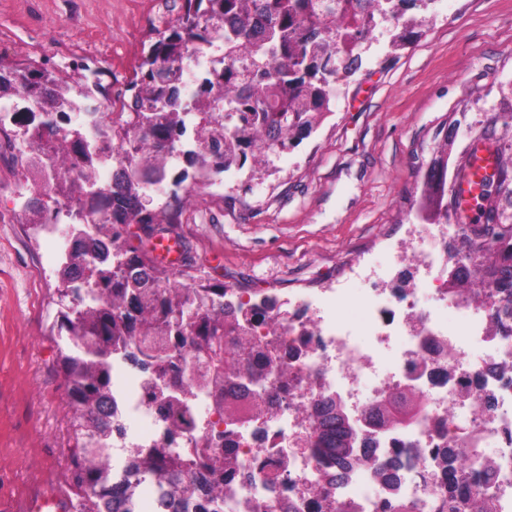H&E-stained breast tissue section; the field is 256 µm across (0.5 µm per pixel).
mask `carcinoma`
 <instances>
[{"label":"carcinoma","instance_id":"obj_1","mask_svg":"<svg viewBox=\"0 0 512 512\" xmlns=\"http://www.w3.org/2000/svg\"><path fill=\"white\" fill-rule=\"evenodd\" d=\"M345 0H328L315 10L311 0H183L182 12L150 46L133 69L127 85L129 96L122 111L101 132L112 150H126L138 141L148 150L144 158L128 154V172L112 181L106 194L93 193L96 170L94 153L72 123L64 119V107L76 97L94 99L101 92L98 71L87 64L73 75H63L34 63L0 64V105L19 97L38 105L35 112H19L14 139L21 142L12 156L14 176L27 182L41 171L56 152H67L70 166L59 173L50 207L29 205L21 214L33 227L55 223L67 201L81 204L70 216L71 248L57 274L55 294L61 308L52 328L64 342L57 361L65 381V404L75 444L68 449V479L75 496L73 512H140L136 487L123 496L112 494V474L93 458L108 447L112 437V353L124 348L128 337L144 339L140 352L152 368L150 396L160 410L190 418L193 409L177 390L185 372L195 374L197 386L214 397L213 411L220 418L241 425L239 400L247 388L242 379L255 361L268 362L270 349L255 343L253 328L273 304L243 309V303L224 302L222 286H197L188 272H179L156 261L150 250L132 244L131 227L149 229L174 223L165 208L144 204L147 186L161 183L166 173L155 176L179 146V133L187 119L194 120L200 147L191 156L194 174L184 187L186 197L202 184L208 173L248 160L262 168L267 156L255 133L269 132L275 148L284 150L309 135L331 112L329 76L340 63L336 44V7ZM258 14L266 26L257 31L249 16ZM235 25L224 29V19ZM217 46L221 54L198 89L182 96L183 64ZM254 86L251 94L237 93L242 81ZM481 140L496 144L498 180L485 176L476 204L477 215L461 233L467 246V266L448 271V295L483 294L498 273L508 274L495 291L507 296L503 306L512 319V143H501L491 133ZM451 144L438 150L422 194V220L439 223L448 218V204L438 189L446 188ZM108 238V256L99 259L91 233ZM422 399L405 388L392 392L365 412L374 430L399 427L420 413ZM315 447L339 466L364 463L358 448H370L346 421V413L329 405L319 423ZM464 448L441 449L437 465L445 480L439 485L436 512H491L479 498L458 494L470 482L458 465ZM229 455L196 453L164 448L158 458L160 478L170 495L181 498L192 491L185 476L205 470L213 484L224 483L232 470ZM389 494H396L399 466L375 469Z\"/></svg>","mask_w":512,"mask_h":512}]
</instances>
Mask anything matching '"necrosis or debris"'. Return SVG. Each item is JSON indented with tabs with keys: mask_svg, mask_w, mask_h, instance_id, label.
I'll use <instances>...</instances> for the list:
<instances>
[{
	"mask_svg": "<svg viewBox=\"0 0 512 512\" xmlns=\"http://www.w3.org/2000/svg\"><path fill=\"white\" fill-rule=\"evenodd\" d=\"M376 32L375 0H353L336 15L343 64L340 74L361 67L367 46L357 28ZM86 141L99 144L112 106L75 98L68 109ZM455 224L433 227L431 244L415 231L406 250L408 263L430 271L413 288L376 284L356 295L361 320L342 321L337 305L310 295L295 300L288 314L271 310L255 330L259 341L277 349L276 373L252 381L250 389L271 400L274 411L246 425L223 423L222 443L236 464L224 478V512H264L270 498L293 503L295 512H325L340 503L346 512H393V499L414 512H435V482L442 476L435 451L456 445L468 433L472 453L490 458L469 484L470 496H485L492 512H512V334H494L489 324L499 297L464 301L449 297L448 239ZM287 378H278V371ZM148 371L132 369L123 353L112 357V488L125 490L130 459L148 460L164 443L171 418L162 417L149 398ZM414 387L424 400L409 424L373 435L378 463L400 458L402 481L390 495L372 467H357L327 480L317 449L284 455L289 440L311 435L322 400L338 397L347 413H361L390 391ZM147 426L143 439L133 426Z\"/></svg>",
	"mask_w": 512,
	"mask_h": 512,
	"instance_id": "necrosis-or-debris-1",
	"label": "necrosis or debris"
}]
</instances>
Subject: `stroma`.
I'll use <instances>...</instances> for the list:
<instances>
[{
  "label": "stroma",
  "mask_w": 512,
  "mask_h": 512,
  "mask_svg": "<svg viewBox=\"0 0 512 512\" xmlns=\"http://www.w3.org/2000/svg\"><path fill=\"white\" fill-rule=\"evenodd\" d=\"M181 0H0V63L71 73L82 60L106 94L124 93L136 61L178 15ZM418 37L370 43V60L336 85L332 110L255 178L202 189L178 205L163 236L180 239L209 285L259 300L335 296L375 277L409 285L392 256L407 242L424 176L443 140L460 160L472 137L503 136L512 110V0L429 6ZM13 149L0 137V512L63 485L72 432L60 406L61 342L51 332L55 245L19 221Z\"/></svg>",
  "instance_id": "stroma-1"
}]
</instances>
